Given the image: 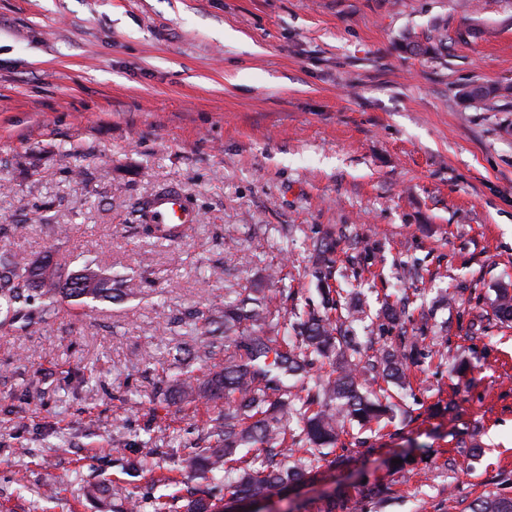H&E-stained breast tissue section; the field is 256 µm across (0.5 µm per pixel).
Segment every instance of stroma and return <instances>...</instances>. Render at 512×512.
I'll use <instances>...</instances> for the list:
<instances>
[{
	"label": "stroma",
	"instance_id": "35a3bbf8",
	"mask_svg": "<svg viewBox=\"0 0 512 512\" xmlns=\"http://www.w3.org/2000/svg\"><path fill=\"white\" fill-rule=\"evenodd\" d=\"M496 83L512 0H0V249L124 276L120 299L0 332V512H112L131 493L183 512L203 483L174 450L208 412L154 393L192 313L276 289L273 266L290 304L320 308L327 236L372 311L363 341H384L385 295L416 299L420 381L263 512H327L367 481L389 493L366 512L512 496V327L489 315L512 289V98L464 96ZM168 187L201 216L171 245L132 229ZM161 430L153 470L126 474ZM101 481L103 502L86 494ZM311 255L312 273L319 281H325L332 276L334 261L330 255L336 250V243L320 242L313 246Z\"/></svg>",
	"mask_w": 512,
	"mask_h": 512
}]
</instances>
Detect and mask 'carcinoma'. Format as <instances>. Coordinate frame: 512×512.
I'll return each instance as SVG.
<instances>
[{"label":"carcinoma","instance_id":"carcinoma-1","mask_svg":"<svg viewBox=\"0 0 512 512\" xmlns=\"http://www.w3.org/2000/svg\"><path fill=\"white\" fill-rule=\"evenodd\" d=\"M469 98H509L512 84L478 86L464 91ZM138 232L160 243L184 236L163 234L155 224H140ZM336 244L320 242L311 255L313 275L319 281L332 276L331 254ZM109 277L85 263L76 274H64L49 258L30 262L17 253L0 254V328L28 332L55 313V297L87 306L108 298ZM361 300L327 299L325 311L288 312L275 297L262 290L247 291L213 315L215 328L204 332L198 353L212 360L226 342L235 339L241 355L224 356V367L204 380L180 372L171 376L159 392L172 397L220 405L204 422L200 441L184 445L183 468L224 486V495L249 500L266 498L299 482L319 468L324 448L336 445L346 424L380 425L394 416L388 389L365 394L362 385L383 380L400 388L410 384L411 366L420 351L403 335L399 343L372 354L363 352L353 336V325L363 321ZM493 316L512 321V292L499 290ZM330 361L331 373L310 378L317 359ZM162 453L157 442L140 443V456L128 462L130 475ZM184 512H223L221 505L200 493L183 505ZM470 512H512V497L487 491L476 497Z\"/></svg>","mask_w":512,"mask_h":512}]
</instances>
